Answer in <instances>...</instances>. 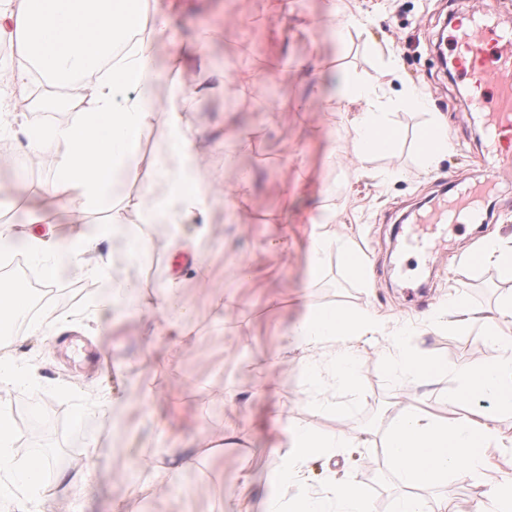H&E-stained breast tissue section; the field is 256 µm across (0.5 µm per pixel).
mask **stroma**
Masks as SVG:
<instances>
[{
	"label": "stroma",
	"mask_w": 512,
	"mask_h": 512,
	"mask_svg": "<svg viewBox=\"0 0 512 512\" xmlns=\"http://www.w3.org/2000/svg\"><path fill=\"white\" fill-rule=\"evenodd\" d=\"M326 0H296L279 13L275 0H178L153 53L165 74L153 94L167 100L173 86H210L193 98L183 119L189 136L205 156L208 181L231 185L249 174L246 206L235 196L214 200L203 224L183 227L185 238L202 237L207 279L196 276L191 261H176L168 236L154 224L138 225L149 247L129 271L145 297L152 298L169 278L180 282L181 295L193 309L187 338L178 345L166 337L146 344L144 314L131 309L99 312L85 324L48 344L38 338L19 342V356L34 367L32 382L9 394L7 411L20 422V443L44 455L46 486L60 476L80 473L90 452L71 425L81 404L104 397L127 399L97 455V478L84 487L80 512H111L124 499L126 512H240L243 483L255 495L267 493L266 479L276 466L268 449L285 435L271 418L282 415L298 428L332 437L348 432L351 448L335 457L311 461L308 483L316 488L327 471L353 478L368 492V512H394L402 493L399 472L381 453L391 421L406 406L454 415L489 410L485 398L463 399V367L491 364L500 349L481 322L456 332L434 320L449 297L460 296L475 310L495 307L512 294V280L494 266L461 268L463 253L490 238H512V174L497 178L476 220L448 227V251L436 264L407 251L410 224L451 198L449 184L466 188L484 182L494 165L487 152L483 122L472 110L474 88L451 62L456 52L454 22L480 12L512 31V0H343L336 20L324 15ZM223 28L211 49L209 64L192 57L194 40L205 27ZM186 57L171 63V42ZM399 59V78L386 88L395 97L411 86L429 102L428 110L393 108L391 122L401 136L393 149L364 164L350 154L352 130L344 112L327 98L341 77L354 74L376 80L380 62L376 46ZM253 72L247 101H239L233 79ZM321 85L324 96L312 93ZM54 103L50 124L70 122L76 108L65 89L43 90L28 98L27 124L40 125L45 103ZM441 113L453 141L437 168L425 169L416 138L428 112ZM251 132L246 149L225 146L226 124ZM319 126L324 138H307ZM26 141L19 131L0 135V223L23 227L37 186L57 177L55 167L32 179L23 166ZM336 211V232L352 239L369 260L365 279L354 278L339 250L330 251L317 273L307 267V250L324 207ZM368 308L393 319L406 337V349L428 350L448 373L440 382H401L382 366L387 340L366 349L356 391H337L345 414L326 409L300 379L295 354L282 351V334L300 317L304 304ZM258 359L262 371L245 370ZM156 399L141 400L144 389ZM248 397L232 405L230 394ZM236 425L241 437L225 444L222 454L204 458L183 478L184 502L154 487L139 488L129 462L140 457L159 464L168 448H193L208 435ZM70 456L68 466L55 464ZM479 479L449 476L421 489L425 508L446 500L468 512L484 498Z\"/></svg>",
	"instance_id": "stroma-1"
}]
</instances>
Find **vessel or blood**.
<instances>
[{"label": "vessel or blood", "instance_id": "1", "mask_svg": "<svg viewBox=\"0 0 512 512\" xmlns=\"http://www.w3.org/2000/svg\"><path fill=\"white\" fill-rule=\"evenodd\" d=\"M454 42L464 54L463 59L456 62L458 71L464 73L469 66H476L487 89L486 94L474 102L475 108L487 114V142L497 149L499 164L511 165L512 154L500 151L499 136L504 129L512 128V32L499 29L487 19L477 18L460 29ZM481 194L478 188L461 191L450 209L433 215L428 223L412 225L408 235L410 244L427 257H436L447 225L463 222Z\"/></svg>", "mask_w": 512, "mask_h": 512}]
</instances>
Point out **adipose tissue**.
<instances>
[{"label":"adipose tissue","mask_w":512,"mask_h":512,"mask_svg":"<svg viewBox=\"0 0 512 512\" xmlns=\"http://www.w3.org/2000/svg\"><path fill=\"white\" fill-rule=\"evenodd\" d=\"M150 0H0V41H9L16 58L9 83L26 91L32 71L48 76L54 86L72 91L77 102L75 119L49 128L23 126L28 154L58 161L60 178L44 190L49 202L70 219L53 226L44 207L33 205L27 228L0 225V249L22 243L42 279L57 281L63 273L97 276L102 286L88 301L98 312L139 308L146 316L147 336L166 332L172 343H181L191 310L178 295L179 284L169 279L165 296L154 301L141 296L138 286L124 272L145 243L131 228V221L162 224L174 229L203 222L218 191L204 176L200 155L193 151L182 123L185 99L157 103L149 90L159 72L153 45L167 25V15L149 9ZM372 83L344 77L335 101L360 104L353 113L351 154L357 162L391 146L400 136L391 124L385 103L375 101ZM164 127L167 149L149 168L138 161L141 131L154 124ZM139 183L141 199L135 218L116 194L117 184ZM108 210L112 218L101 225L85 220L87 213ZM309 251L310 269L321 266L327 251L339 246L349 271L363 276L367 264L356 245L337 241L328 220L317 224ZM164 328H157V321ZM488 334L501 350L491 365L461 372L463 390L494 401L489 412L438 416L410 407L387 431L383 446L399 470L404 492L397 512H421L418 491L456 473L464 479L483 476L486 448L499 444L497 414L512 409V296L485 316ZM391 336L382 363L399 379L440 378L447 368L428 351H407L400 333L376 312L335 306L306 307L284 334V351H301V379L318 387L322 397L337 389H356L361 380L360 348L377 338ZM18 336L0 343V505L8 512H46L50 500L76 497L79 484L95 477L84 464L80 483L60 479L54 490L43 482L44 458L22 448L5 401L10 391L31 373L30 365L16 354ZM350 434L323 438L309 430L290 428L286 440L272 449L278 463L270 482L273 495L263 496L259 512H366L368 493L353 479L329 477L317 490L307 484L306 468L313 457L332 458L337 449L352 447ZM224 439L206 438L201 447L171 449L164 463L152 469L153 485L181 496V476L198 467L203 453L222 451Z\"/></svg>","instance_id":"ef3b65f1"}]
</instances>
